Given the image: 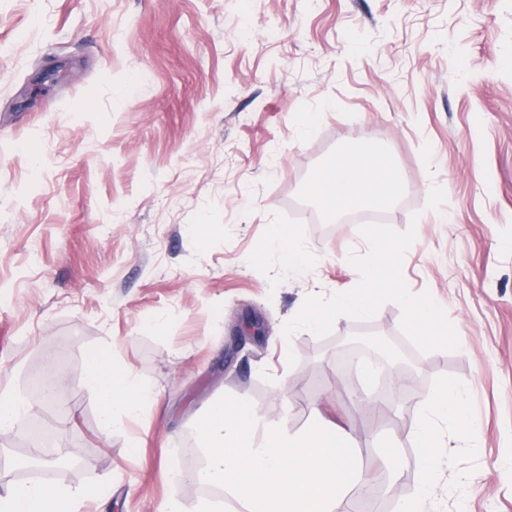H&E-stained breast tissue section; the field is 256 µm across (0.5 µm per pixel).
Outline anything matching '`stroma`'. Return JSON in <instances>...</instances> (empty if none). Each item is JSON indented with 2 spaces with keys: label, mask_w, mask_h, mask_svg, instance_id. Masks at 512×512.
Segmentation results:
<instances>
[{
  "label": "stroma",
  "mask_w": 512,
  "mask_h": 512,
  "mask_svg": "<svg viewBox=\"0 0 512 512\" xmlns=\"http://www.w3.org/2000/svg\"><path fill=\"white\" fill-rule=\"evenodd\" d=\"M358 143L405 185L370 241L312 189ZM388 244L373 311L308 331ZM401 293L434 304L428 337ZM354 335L395 341L418 384L364 349L338 359ZM96 347L156 396L109 432L85 386ZM51 362L57 398L30 396ZM447 383L474 425L449 427L429 512H512V0H0V390L71 459L60 483L105 488L79 512H192L205 491L172 474L226 393L353 428L357 461L390 473L375 512H395ZM271 241L282 253L289 269L300 270L307 264L308 258L303 248L296 241L287 239L276 227L272 228Z\"/></svg>",
  "instance_id": "1"
}]
</instances>
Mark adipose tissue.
Wrapping results in <instances>:
<instances>
[{
    "instance_id": "adipose-tissue-1",
    "label": "adipose tissue",
    "mask_w": 512,
    "mask_h": 512,
    "mask_svg": "<svg viewBox=\"0 0 512 512\" xmlns=\"http://www.w3.org/2000/svg\"><path fill=\"white\" fill-rule=\"evenodd\" d=\"M402 184L394 170L382 158L361 151L341 156L328 176L318 181L316 192L329 208L344 211L376 205L396 197ZM394 270L383 255H376L371 268L356 288L338 293L332 302L308 312L305 322L310 329H322L337 315H365L373 310V295ZM87 389L101 408L104 428H112L117 418L135 417L154 401L151 389L138 383L131 371L120 365L111 351L95 349L86 355ZM427 409L412 432L416 462L422 473L414 495L398 507V512H426L437 494L441 450L446 442L440 422L455 423L458 429L469 428L461 390L454 385L429 397ZM44 474L34 483H18L0 493V512H77L79 493L58 483L51 475V464H44Z\"/></svg>"
}]
</instances>
